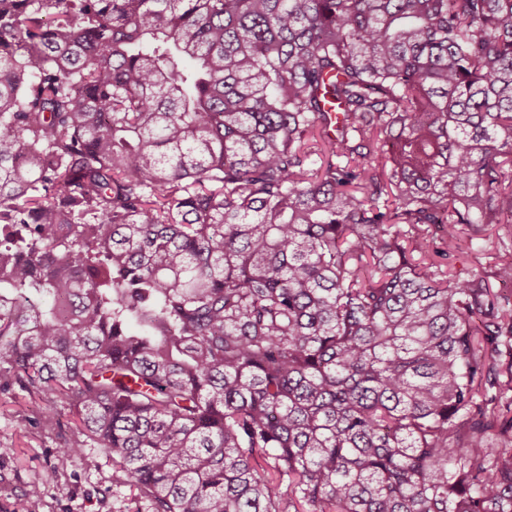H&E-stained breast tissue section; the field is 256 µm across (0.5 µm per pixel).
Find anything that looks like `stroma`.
<instances>
[{"instance_id":"1","label":"stroma","mask_w":512,"mask_h":512,"mask_svg":"<svg viewBox=\"0 0 512 512\" xmlns=\"http://www.w3.org/2000/svg\"><path fill=\"white\" fill-rule=\"evenodd\" d=\"M47 404L24 393L0 392V512H16L20 499L40 488L36 512H145L125 488L112 483V456L85 444L69 415L54 429L42 426ZM81 444L78 456L66 447Z\"/></svg>"}]
</instances>
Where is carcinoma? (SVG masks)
I'll return each mask as SVG.
<instances>
[{"label":"carcinoma","mask_w":512,"mask_h":512,"mask_svg":"<svg viewBox=\"0 0 512 512\" xmlns=\"http://www.w3.org/2000/svg\"><path fill=\"white\" fill-rule=\"evenodd\" d=\"M494 279L512 0H0V389L148 512H512ZM491 240H474L454 261V269L462 273H484L494 270L495 250Z\"/></svg>","instance_id":"obj_1"}]
</instances>
